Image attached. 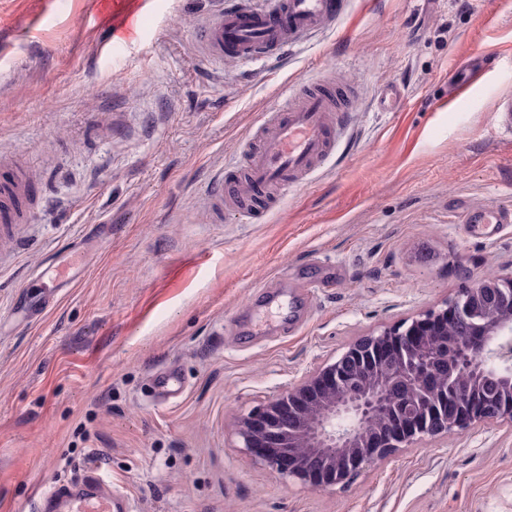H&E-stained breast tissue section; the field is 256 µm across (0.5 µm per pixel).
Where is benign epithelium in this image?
I'll return each instance as SVG.
<instances>
[{
    "label": "benign epithelium",
    "mask_w": 512,
    "mask_h": 512,
    "mask_svg": "<svg viewBox=\"0 0 512 512\" xmlns=\"http://www.w3.org/2000/svg\"><path fill=\"white\" fill-rule=\"evenodd\" d=\"M503 280L512 272L465 285L442 305L357 339L239 418L243 452L285 484L318 490L424 438L477 422L512 423V303L498 290ZM461 321L470 327L456 345V369L481 382L483 396L456 393L436 372L447 361L448 329Z\"/></svg>",
    "instance_id": "benign-epithelium-1"
}]
</instances>
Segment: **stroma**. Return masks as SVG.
<instances>
[{
	"mask_svg": "<svg viewBox=\"0 0 512 512\" xmlns=\"http://www.w3.org/2000/svg\"><path fill=\"white\" fill-rule=\"evenodd\" d=\"M219 0H147L105 45L112 0H0V158L44 188L0 236V512L98 470L128 512H512V423L400 449L350 483L285 484L235 421L355 339L512 271V0H348L283 60L217 64L193 29ZM500 65L449 99L457 68ZM350 86L335 157L262 222L216 216L283 90ZM399 89L401 103L380 108ZM492 207L497 224H467ZM73 281L37 320L24 288L72 240ZM176 370L182 389L154 393ZM121 29L123 32L112 28V33L107 40L109 48L119 50L130 41L140 36L142 31L141 22L133 9L126 13Z\"/></svg>",
	"mask_w": 512,
	"mask_h": 512,
	"instance_id": "obj_1",
	"label": "stroma"
}]
</instances>
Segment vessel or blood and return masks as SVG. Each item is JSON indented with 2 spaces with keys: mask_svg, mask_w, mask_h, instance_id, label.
<instances>
[{
  "mask_svg": "<svg viewBox=\"0 0 512 512\" xmlns=\"http://www.w3.org/2000/svg\"><path fill=\"white\" fill-rule=\"evenodd\" d=\"M345 0H229L199 30L206 57L241 61L279 57L289 45L335 24ZM141 23L128 11L121 30L112 31L107 44L118 50L139 37ZM352 110V97L340 86L299 83L284 91L273 123L255 135L243 152L240 166L218 173L205 187L215 210L236 209L244 221L263 218L278 193L298 184L335 151L336 140ZM32 178L0 166V227L26 222L20 201L41 192ZM104 479L91 473L82 489L53 488L47 499L54 512H125L126 500L103 490Z\"/></svg>",
  "mask_w": 512,
  "mask_h": 512,
  "instance_id": "obj_1",
  "label": "vessel or blood"
}]
</instances>
